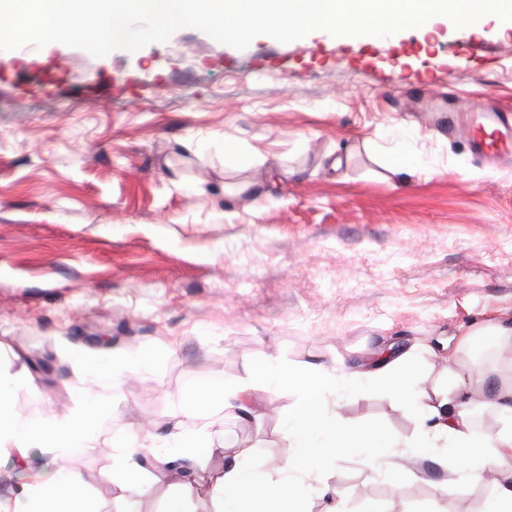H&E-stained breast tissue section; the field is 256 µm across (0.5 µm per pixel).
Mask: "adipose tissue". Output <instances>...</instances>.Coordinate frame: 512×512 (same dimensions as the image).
<instances>
[{"label":"adipose tissue","mask_w":512,"mask_h":512,"mask_svg":"<svg viewBox=\"0 0 512 512\" xmlns=\"http://www.w3.org/2000/svg\"><path fill=\"white\" fill-rule=\"evenodd\" d=\"M71 358L82 374L110 380L116 390L121 389L125 373L142 369L149 362L143 354L95 355L81 349L73 351ZM245 373V378L236 382L216 377L191 384L183 393L185 409L172 416L164 436L146 439L138 426L114 435L112 445L118 453L107 475L114 499L142 496L165 484L173 487L174 493L163 512H185L168 463L184 462L194 468L202 459L219 456L224 466L205 487L215 512H303L305 488L326 464L349 451L374 459V445L381 434L378 427H360L342 420L331 408L329 396L378 386L399 401L413 402L420 425L427 428L412 445L414 459L431 458L436 449L445 446L454 448L456 463L472 478L480 481L485 475H494L487 512H512V472L502 469L504 462L512 459V386L499 390L491 401L500 417L507 420V427L480 434L470 418L471 403L463 394L464 376L452 368L447 384L426 387L407 352L380 354L373 368L347 378L319 367H292L273 358L246 362ZM255 378L274 386L290 383L301 393L284 417L294 453L288 462L272 470L251 460L237 443L213 444L203 430L191 425L203 407L214 403L232 413L243 410L242 396ZM33 382L28 370L0 368V457L13 458L23 467L35 448L52 455L60 448L90 447L97 439L96 422L106 412L107 401L77 381L68 387L75 402L70 415L29 418L16 411L14 396L19 387L32 386ZM143 447L149 448L155 468L141 464L139 450ZM88 485L81 472L57 462L1 494L0 512H98Z\"/></svg>","instance_id":"1"}]
</instances>
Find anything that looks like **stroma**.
<instances>
[{
  "instance_id": "obj_1",
  "label": "stroma",
  "mask_w": 512,
  "mask_h": 512,
  "mask_svg": "<svg viewBox=\"0 0 512 512\" xmlns=\"http://www.w3.org/2000/svg\"><path fill=\"white\" fill-rule=\"evenodd\" d=\"M487 106L512 110V28L493 19L341 44L318 30L237 50L185 27L100 58L60 43L0 51V365L53 366L15 408L69 414V353L87 336L111 337L97 354L153 357L111 395L98 447L64 455L100 512H162L168 496L114 502L113 434L134 421L163 434L190 383L242 377L250 359L341 377L389 349L415 353L431 383L452 357L485 390L512 383L499 347L456 349L477 324L512 325V166L482 164L437 129L445 112ZM228 141L240 159L225 157ZM252 395L279 414L256 426L212 407L198 426L286 461L280 414L298 389L258 382ZM336 411L421 433L380 388L337 398ZM437 455L401 458L412 475L395 485L339 456L308 488L307 512H484L488 483L437 492L451 452Z\"/></svg>"
}]
</instances>
